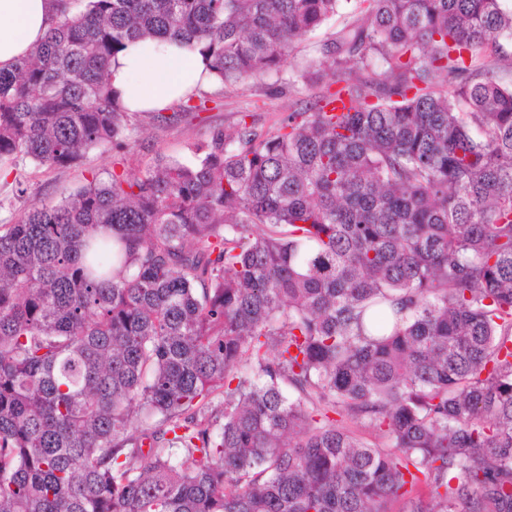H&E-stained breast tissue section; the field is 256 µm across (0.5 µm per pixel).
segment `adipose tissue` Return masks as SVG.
<instances>
[{
  "mask_svg": "<svg viewBox=\"0 0 512 512\" xmlns=\"http://www.w3.org/2000/svg\"><path fill=\"white\" fill-rule=\"evenodd\" d=\"M53 17V0H0V68L43 40ZM110 72L113 88L132 112L168 107L213 82L200 55L156 39L118 53Z\"/></svg>",
  "mask_w": 512,
  "mask_h": 512,
  "instance_id": "1",
  "label": "adipose tissue"
}]
</instances>
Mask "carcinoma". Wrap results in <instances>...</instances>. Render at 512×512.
<instances>
[{"mask_svg":"<svg viewBox=\"0 0 512 512\" xmlns=\"http://www.w3.org/2000/svg\"><path fill=\"white\" fill-rule=\"evenodd\" d=\"M55 2L0 165L127 149L141 39L229 89L354 11L268 131L0 225V512H512V4Z\"/></svg>","mask_w":512,"mask_h":512,"instance_id":"obj_1","label":"carcinoma"}]
</instances>
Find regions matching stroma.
<instances>
[{
  "label": "stroma",
  "instance_id": "1",
  "mask_svg": "<svg viewBox=\"0 0 512 512\" xmlns=\"http://www.w3.org/2000/svg\"><path fill=\"white\" fill-rule=\"evenodd\" d=\"M347 20L338 14L314 32L295 42L280 77L264 76L247 80L236 90L221 92L215 103L199 116H182L173 123L160 124L148 115L135 117L139 132L130 149L122 152L94 149L80 164L44 171L24 165L7 175L0 171V224L15 223L28 207L30 198L58 200L83 185L90 172L109 178L112 172L134 176L140 174L156 155H164L190 162L194 159L193 146L208 139L218 129L233 127L240 112H248L252 121L261 129L270 127L288 112L305 105L312 88L296 84L288 86L287 80L306 61L315 57L320 45ZM24 180L29 187L26 197H18L17 180Z\"/></svg>",
  "mask_w": 512,
  "mask_h": 512
}]
</instances>
